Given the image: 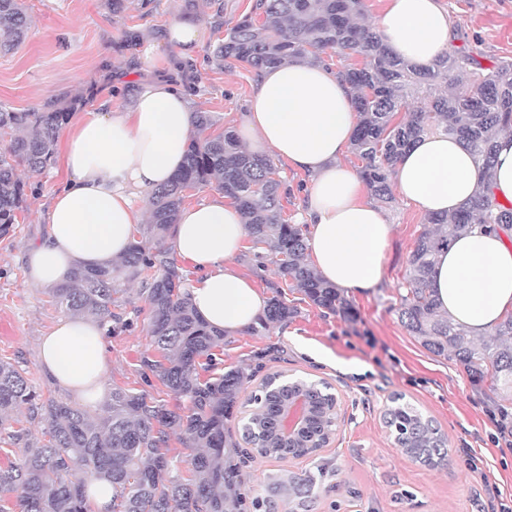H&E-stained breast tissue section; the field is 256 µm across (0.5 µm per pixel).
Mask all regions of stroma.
<instances>
[{"label": "stroma", "instance_id": "obj_1", "mask_svg": "<svg viewBox=\"0 0 512 512\" xmlns=\"http://www.w3.org/2000/svg\"><path fill=\"white\" fill-rule=\"evenodd\" d=\"M33 18L25 40L0 55V106L16 111L83 95V111L100 98L116 95L129 104L146 78L141 51L153 45L168 57L165 31L170 20L189 17L201 27V44L192 66L178 77L197 110L213 112L225 126L239 129L252 93L255 73L226 61L209 63L213 46L227 29L253 10L256 0H197L185 12L183 0H151L140 8L112 14L102 0H23ZM453 21L450 49H464L489 68L512 62V0H443ZM68 129H61L54 163L30 177L26 207L8 236L0 237V358L23 370L43 397L75 403V396L51 382L39 362L42 336L63 319L48 288L28 281L25 253L48 231L47 206L65 181ZM392 236L376 288L353 291L355 316L324 313L287 292L298 313L260 333L228 335L220 351L219 372L241 367L252 379L283 372L327 382L340 400L337 429L328 447L284 460L259 459L243 446L241 468L248 496L270 497L269 478L283 470L312 477L308 512H492L494 492L512 496V443L499 434L492 404L454 360L430 353L402 325L398 308L407 262L422 230L423 214L401 200L385 205ZM141 282L127 286L123 307L131 325L109 338L105 386L119 385L164 398L161 384L145 386L140 359L150 353L149 306ZM419 409L447 437L449 460L430 468L405 456L395 445L383 415L394 395Z\"/></svg>", "mask_w": 512, "mask_h": 512}]
</instances>
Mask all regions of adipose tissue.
Instances as JSON below:
<instances>
[{
  "mask_svg": "<svg viewBox=\"0 0 512 512\" xmlns=\"http://www.w3.org/2000/svg\"><path fill=\"white\" fill-rule=\"evenodd\" d=\"M379 33L393 55L426 68L447 52L452 27L439 0H386ZM143 54L157 74L141 84L132 103L121 107L103 99L69 134L68 178L50 198L49 231L26 253L33 285H57L75 267L95 268L123 255L134 225L146 221L148 195L183 162L193 103L163 73L153 48ZM355 123L351 86L328 64L298 58L259 74L240 127L249 150L308 175V254L325 281L346 291L378 285L392 233L359 173L343 162ZM482 179L470 152L443 133L420 137L392 175L401 199L427 214L453 213ZM491 190L499 204H512L507 132L497 138ZM245 236L239 210L220 192L182 207L171 234L175 253L197 273L189 288L193 308L230 333L251 327L266 308L264 296L232 265ZM430 286L440 311L457 327L486 335L512 313V242L474 226L439 253ZM107 360L102 329L80 317L62 319L42 341L43 370L87 403L104 397Z\"/></svg>",
  "mask_w": 512,
  "mask_h": 512,
  "instance_id": "adipose-tissue-1",
  "label": "adipose tissue"
}]
</instances>
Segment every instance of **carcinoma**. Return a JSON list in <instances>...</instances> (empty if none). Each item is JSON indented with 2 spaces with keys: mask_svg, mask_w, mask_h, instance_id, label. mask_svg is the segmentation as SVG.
I'll return each mask as SVG.
<instances>
[{
  "mask_svg": "<svg viewBox=\"0 0 512 512\" xmlns=\"http://www.w3.org/2000/svg\"><path fill=\"white\" fill-rule=\"evenodd\" d=\"M363 0H256L264 16H243L213 47L216 64L233 60L259 73L289 58L332 52L345 65L338 73L356 92L358 123L352 152L361 160V176L372 194L394 201L392 167L415 140L443 132L458 139L490 177L493 138L512 130V62L479 67L468 52L443 55L432 67L417 69L393 56L380 34L356 22ZM32 19L21 0H0V54L15 50L25 39ZM358 57L361 66L346 60ZM467 73L472 83L452 77ZM418 101L410 111V101ZM81 99L52 101L40 110L17 112L0 107V237L8 235L26 201V184L18 168L39 175L54 160L60 128ZM405 118H399L402 111ZM217 182L224 197L243 214L248 236L303 299L329 314L348 317L351 301L344 291L324 282L307 263V239L300 224L283 216V188L273 160L244 148L236 133L221 125L213 112L194 113V131L184 165L148 199L151 219L134 228V241L122 258L97 269L75 268L70 280L51 289L64 313L84 316L107 335L128 327L115 309L125 300L120 282L141 277L150 310V336L157 354L141 358L145 383L158 381L167 394L188 401L183 408L118 385L112 387L102 412L90 413L67 402L43 399L14 363L0 358V442L18 447L17 459L0 467V512H10L15 498L19 512H91L87 480L112 482V512H242L237 490L247 478L227 454L226 425L237 404L251 407L242 419L241 439L261 458H287L311 453L308 444L323 442L336 427L333 398L322 384L299 380L309 416L301 439L280 438V407L288 392L258 390L240 400L249 375L241 369L201 376L215 367V350L224 346V330L205 323L192 307L187 274L171 248L163 245L176 223L186 192ZM473 224L489 225L512 241V207L496 203L489 187L451 217L429 214L411 251L406 293L399 318L422 345L437 356H450L478 387H487L501 434H512V315L488 336L475 339L442 315L429 279L439 251ZM280 291L259 318L265 329L294 317ZM385 423L395 444L408 457L428 466L448 462L447 438L403 396L391 398ZM26 408L29 418L47 422L44 439L32 442L25 429H14L10 413ZM192 450L190 476L174 473L168 456L171 435ZM281 502L254 498V512H278L304 499L313 483L294 473L271 477Z\"/></svg>",
  "mask_w": 512,
  "mask_h": 512,
  "instance_id": "carcinoma-1",
  "label": "carcinoma"
}]
</instances>
